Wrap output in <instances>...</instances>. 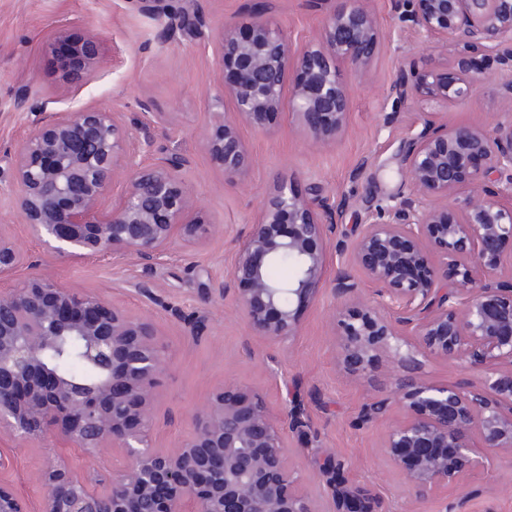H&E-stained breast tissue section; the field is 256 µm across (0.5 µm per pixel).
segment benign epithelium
Segmentation results:
<instances>
[{"instance_id": "1", "label": "benign epithelium", "mask_w": 512, "mask_h": 512, "mask_svg": "<svg viewBox=\"0 0 512 512\" xmlns=\"http://www.w3.org/2000/svg\"><path fill=\"white\" fill-rule=\"evenodd\" d=\"M160 23L165 43L190 24L183 0H134ZM317 43L298 46L273 16L213 28L223 84L235 110L213 115L203 145L230 182L250 166L239 127L270 130L287 73L293 114L315 144L345 130L349 100L336 65L358 71L377 51L382 30L363 0H330ZM406 27L429 46L453 43V70L402 77L386 95L397 112L410 97L444 103L477 95L476 61L500 71L499 92L512 99V0H391ZM99 34L75 38L58 23L40 43L65 49L61 80L51 96L13 100L28 132L0 170L23 222L55 260L132 259L151 277L177 242L187 248L216 229L181 172L187 157L153 148L130 151L131 131L118 113L96 106L47 112L96 76ZM422 131L402 150L406 190L371 214L350 248L352 264L375 286L367 296L346 270L326 278L328 247L343 201L315 185L307 196L283 183L267 196L234 264L217 288L253 335L285 342L299 331L300 309L327 285L336 307L338 359L358 381L381 355L390 356L393 387L367 403L369 421L398 418L383 448L410 496L427 500L470 471L512 454V114L493 128L438 124L419 113ZM297 262L284 280L269 277L280 258ZM29 273L0 291V446L19 438L45 440L93 457L119 449L126 466L108 485L92 483L68 458L54 457L40 474L42 512H318L289 461L288 432L298 416L274 409L263 395L226 383L195 412L174 449L150 444L153 403L167 358L147 320L102 297L69 288L41 271L0 225V278ZM81 343L78 356L106 370L83 387L52 369L48 351L60 337ZM469 359L483 365L466 388L415 376L420 357ZM341 512H373L359 487L336 485ZM0 512H28L25 500L0 483Z\"/></svg>"}]
</instances>
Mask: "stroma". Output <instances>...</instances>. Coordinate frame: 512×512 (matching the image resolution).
Here are the masks:
<instances>
[{
	"label": "stroma",
	"instance_id": "obj_1",
	"mask_svg": "<svg viewBox=\"0 0 512 512\" xmlns=\"http://www.w3.org/2000/svg\"><path fill=\"white\" fill-rule=\"evenodd\" d=\"M204 29L243 22L260 13L274 16L293 43L316 42L327 6L323 0H195ZM383 31L378 50L360 71L340 68L338 76L349 97L346 128L334 144L315 145L282 103L270 134L241 126L252 162L246 174L226 182L202 143L216 112L232 114L234 104L222 91L216 51L202 36L175 32L167 44L158 41L159 27L140 13L131 0H0V156L24 138L25 115L12 108L22 90L37 99L48 96L61 76L56 56L43 53L40 42L55 22L69 24L73 36L98 30L102 70L72 101L51 104L63 112L86 104L121 113L132 133L130 149L141 152L145 136L156 147L188 159L185 180L196 191L201 207L217 226L215 234L195 251L174 246L151 277L156 300L135 288L141 266L131 260L84 258L51 263L47 271L61 283L100 294L126 312L150 319L168 369L156 391L153 446L169 450L185 434L196 409L224 383L259 389L269 405L298 400L304 407L301 431L288 436L290 461L304 478L317 512H337L336 497L321 466L327 458L342 463L349 485L367 490L377 512H512V456L497 457L491 467L466 475L423 503H415L402 478L389 465L380 443L388 421L368 422L365 403L389 389V361L381 359L368 381L359 382L338 365L340 337L334 336L330 314L335 301L323 292L300 311V328L288 344L251 335L230 302L215 288L229 274L239 243L259 213L261 202L281 182L301 195L313 184L345 202L336 239L352 245L359 224L403 186L400 150L421 130L417 115L431 111L440 122H476L493 127L512 113V100L496 90L497 70L483 69L482 87L471 100L436 103L411 98L399 112L385 99L400 78L452 69L453 48L425 47L402 31L389 0H364ZM368 159L362 173L359 160ZM0 220L31 260L46 253L17 212L8 186H0ZM481 373L467 362L438 357L423 361L431 382L464 388ZM54 448L20 439L7 454L8 468L0 482L21 494L29 512H41L45 490L38 477Z\"/></svg>",
	"mask_w": 512,
	"mask_h": 512
}]
</instances>
